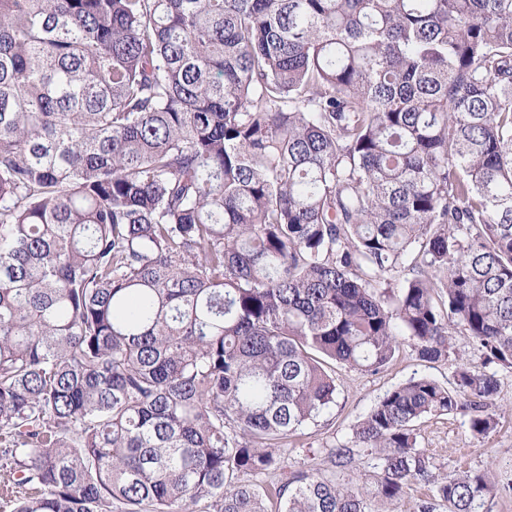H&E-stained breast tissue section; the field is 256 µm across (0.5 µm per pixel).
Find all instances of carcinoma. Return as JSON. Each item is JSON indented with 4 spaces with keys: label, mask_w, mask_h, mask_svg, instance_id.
Segmentation results:
<instances>
[{
    "label": "carcinoma",
    "mask_w": 512,
    "mask_h": 512,
    "mask_svg": "<svg viewBox=\"0 0 512 512\" xmlns=\"http://www.w3.org/2000/svg\"><path fill=\"white\" fill-rule=\"evenodd\" d=\"M412 377L280 451L330 364ZM512 368V0H0V507L391 512L414 423L497 420ZM282 471L266 490L242 473ZM487 469L438 483L491 512ZM450 341L452 349L448 359L442 358L432 363L421 361L405 343L393 364L377 375L336 368V406H332L319 422L305 427L294 441V447L283 449L281 456L288 466V472L303 468L321 469L329 473L336 470V477L340 475L342 478L340 468L331 467V449L348 444L354 424L388 390L414 376H428L446 385L452 380L458 363H481V353L466 332L457 329ZM353 459L344 470L347 473H355L357 486L362 491H371L375 488L379 469L375 468L377 461L367 448H353Z\"/></svg>",
    "instance_id": "obj_1"
}]
</instances>
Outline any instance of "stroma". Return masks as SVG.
Here are the masks:
<instances>
[{"label":"stroma","mask_w":512,"mask_h":512,"mask_svg":"<svg viewBox=\"0 0 512 512\" xmlns=\"http://www.w3.org/2000/svg\"><path fill=\"white\" fill-rule=\"evenodd\" d=\"M448 358L421 361L410 346H401L393 364L370 375L357 370L336 372V404L319 422L305 427L293 446L283 449L289 470H330L332 448L348 444L354 424L393 387L411 377L428 376L448 383L458 363L480 362L481 353L466 332L455 331ZM500 394L491 408L497 428L486 437L472 436L462 413L432 415L416 424L417 443L430 458L434 480L455 470L487 469L499 479H512V369H498Z\"/></svg>","instance_id":"1"}]
</instances>
